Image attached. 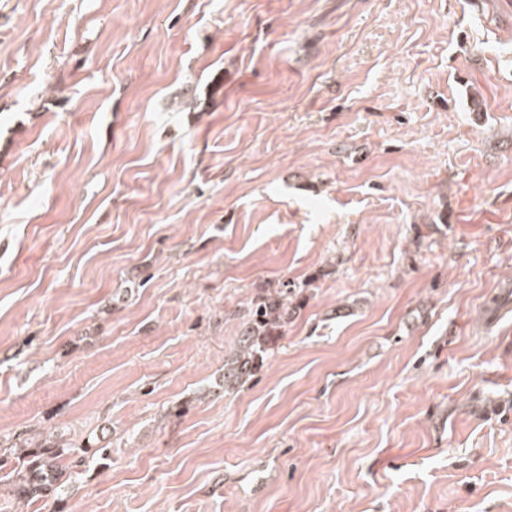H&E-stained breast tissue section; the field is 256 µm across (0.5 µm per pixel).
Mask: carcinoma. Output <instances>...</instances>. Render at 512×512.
<instances>
[{
    "mask_svg": "<svg viewBox=\"0 0 512 512\" xmlns=\"http://www.w3.org/2000/svg\"><path fill=\"white\" fill-rule=\"evenodd\" d=\"M289 305L284 290L276 298L260 294L251 301L237 353L224 366V389H234L252 375L271 337L288 324ZM90 451L62 432L33 431L0 444V472L11 485L14 500L34 503L64 492Z\"/></svg>",
    "mask_w": 512,
    "mask_h": 512,
    "instance_id": "1",
    "label": "carcinoma"
}]
</instances>
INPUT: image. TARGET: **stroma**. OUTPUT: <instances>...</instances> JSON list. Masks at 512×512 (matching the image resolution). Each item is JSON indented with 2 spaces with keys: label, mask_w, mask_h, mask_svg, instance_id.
Masks as SVG:
<instances>
[{
  "label": "stroma",
  "mask_w": 512,
  "mask_h": 512,
  "mask_svg": "<svg viewBox=\"0 0 512 512\" xmlns=\"http://www.w3.org/2000/svg\"><path fill=\"white\" fill-rule=\"evenodd\" d=\"M508 286L512 0H0L6 512H512ZM273 298L264 294L254 298L246 314L237 353L224 365V391L243 384L252 375L256 361L267 350L272 336H278L288 324V315L295 307L289 308L288 286ZM92 449L62 432L33 431L0 444V472L14 500L34 503L64 492Z\"/></svg>",
  "instance_id": "obj_1"
}]
</instances>
